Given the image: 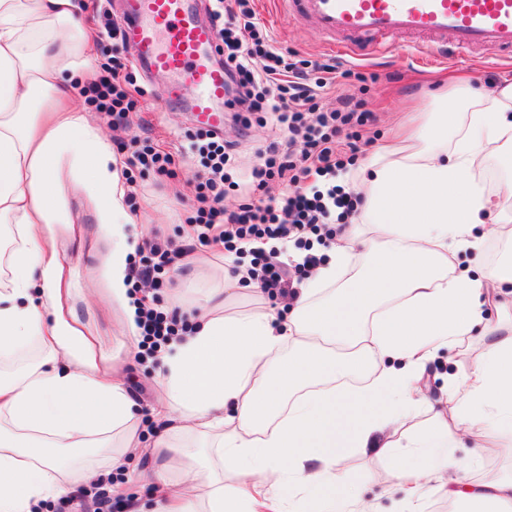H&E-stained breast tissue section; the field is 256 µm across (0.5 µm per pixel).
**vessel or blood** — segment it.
Listing matches in <instances>:
<instances>
[{"instance_id": "b4317fda", "label": "vessel or blood", "mask_w": 512, "mask_h": 512, "mask_svg": "<svg viewBox=\"0 0 512 512\" xmlns=\"http://www.w3.org/2000/svg\"><path fill=\"white\" fill-rule=\"evenodd\" d=\"M122 39L135 63L184 78L193 87L195 121L222 131L227 76L215 60L217 33L200 20L196 0H125ZM281 13L343 35L337 48L361 59L387 48L393 34L421 35L430 47L452 36L454 49L512 51V0H277Z\"/></svg>"}]
</instances>
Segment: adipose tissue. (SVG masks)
<instances>
[{
	"mask_svg": "<svg viewBox=\"0 0 512 512\" xmlns=\"http://www.w3.org/2000/svg\"><path fill=\"white\" fill-rule=\"evenodd\" d=\"M86 0H0V223L12 227L10 276L0 281V361L28 347L42 358L0 378V512H38L141 448L142 418L108 377L89 330L71 317L57 247L72 213L57 189L68 157L112 238V295L139 341L128 279L136 217L123 166L87 110L71 104L94 43ZM427 123L384 146L354 178L361 221L293 296L287 313L234 310L253 283L225 272L222 288L188 311L189 331L153 357L162 396L152 472L113 485L150 488L155 512H380L339 466V449L396 460L388 497L429 512L430 491L471 512H512V476L474 480L472 446L486 456L512 431V261L473 264L486 240L512 241L489 218L498 203L483 174L512 147V83H458ZM481 352L449 374L446 412L410 440L384 429L430 405L428 363L463 338Z\"/></svg>",
	"mask_w": 512,
	"mask_h": 512,
	"instance_id": "adipose-tissue-1",
	"label": "adipose tissue"
}]
</instances>
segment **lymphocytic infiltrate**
Listing matches in <instances>:
<instances>
[{
    "label": "lymphocytic infiltrate",
    "mask_w": 512,
    "mask_h": 512,
    "mask_svg": "<svg viewBox=\"0 0 512 512\" xmlns=\"http://www.w3.org/2000/svg\"><path fill=\"white\" fill-rule=\"evenodd\" d=\"M210 20L219 31V55L232 84L228 109L270 115L273 122L288 129L290 137L265 146L262 164L253 169L250 181L238 187L243 204L229 213L224 209V166L235 144L210 130L204 136H192L190 149L198 157L199 171L191 237L200 245L230 254H250L249 278L274 299L292 288V275L316 268L322 258L308 253L290 264L281 260L279 251L262 250V242L300 243L313 235L328 242L335 238L336 222L351 213L356 203L351 193L336 185V176L346 167V153L360 149L355 141L341 144L337 134L344 126H367L372 115L343 97L335 108H321L322 75L333 72V65L312 66L288 58L274 46L251 0H223L222 9L213 11ZM257 54L266 60L259 71L250 64ZM125 68V62L114 59L110 72L93 82L99 110L116 123L127 121L133 108L132 81ZM275 180L283 181L285 189L272 195L268 188ZM185 255L184 249L172 247L169 241L154 239L131 264L129 277L136 284L159 285ZM136 303L144 356H153L185 334L181 316L165 310L156 295L141 294Z\"/></svg>",
    "instance_id": "1"
}]
</instances>
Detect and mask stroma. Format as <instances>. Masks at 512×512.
Masks as SVG:
<instances>
[{"instance_id": "stroma-1", "label": "stroma", "mask_w": 512, "mask_h": 512, "mask_svg": "<svg viewBox=\"0 0 512 512\" xmlns=\"http://www.w3.org/2000/svg\"><path fill=\"white\" fill-rule=\"evenodd\" d=\"M254 9L276 47L298 59L335 63L343 72L337 95L352 98L360 103L362 111L373 113L374 121L366 128L370 143L356 155L360 161L372 155L383 140L394 137L400 125L413 123L417 112L438 95L447 94L449 80L466 78L483 87L512 80V58L465 53L446 61L428 62L418 50L420 38L406 33L391 38L388 54L355 60L328 50L327 35L312 23H298L278 15L269 0H254ZM130 72L145 90V97L136 98L127 122L115 125L101 117L98 125L111 144L124 143L132 151L161 139L167 150L182 152L187 134L198 132L199 127L183 106H161L160 99L172 82L171 76H148L136 65L131 66ZM248 121L250 127L242 137L232 113L224 115V136L238 143L230 171L236 181L251 172L258 162L257 149L274 134L271 122L260 115H249ZM183 154L181 162L168 173L138 165L129 167L128 173L137 184L135 208L143 217L142 223L127 225L131 238L144 241L158 236L177 248L187 245L185 229L196 215L192 199L198 166L192 154ZM60 165L67 175L59 191L69 200L77 219L73 233L61 234L58 240L65 275L76 285L70 301L72 314L91 331L139 410L150 413L158 396L155 367L130 351L123 329L124 310L112 299L107 266L112 239L97 224L91 200L70 176V159H62ZM223 264V254L196 246L168 275L166 287L159 289L163 306L170 310L183 308L199 293L216 287ZM342 457L351 481L364 499L379 503L385 510L389 508L384 491L390 481L392 460L354 448L343 451Z\"/></svg>"}]
</instances>
